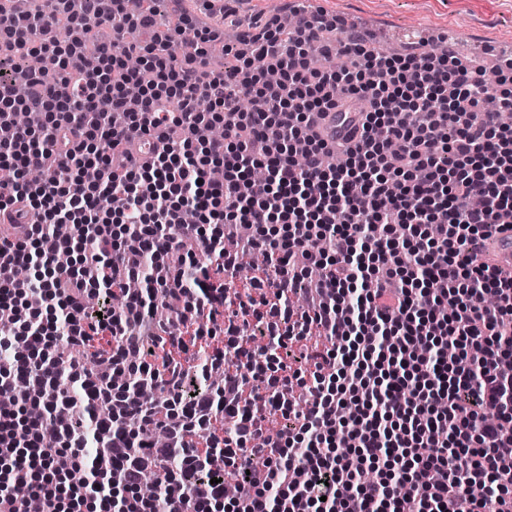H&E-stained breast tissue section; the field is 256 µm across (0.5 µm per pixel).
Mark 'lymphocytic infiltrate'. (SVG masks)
I'll use <instances>...</instances> for the list:
<instances>
[{"label":"lymphocytic infiltrate","instance_id":"1","mask_svg":"<svg viewBox=\"0 0 512 512\" xmlns=\"http://www.w3.org/2000/svg\"><path fill=\"white\" fill-rule=\"evenodd\" d=\"M153 25L126 0L0 5V210L32 215L0 236V512H512V269L480 256L512 225V98L486 107L450 50L384 55L319 12L250 19L221 71L186 15L182 58L82 53ZM20 47L55 71L16 70ZM351 99L358 139H324Z\"/></svg>","mask_w":512,"mask_h":512}]
</instances>
